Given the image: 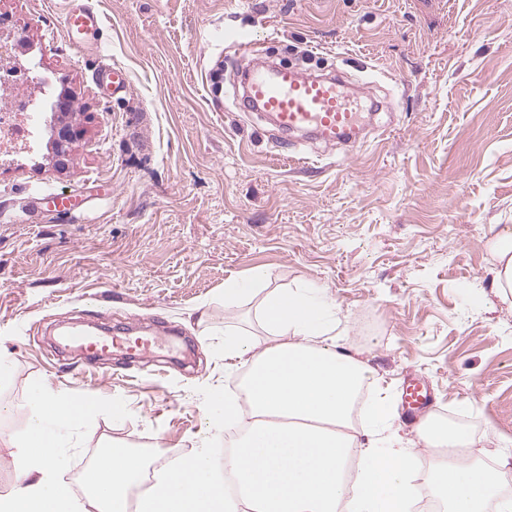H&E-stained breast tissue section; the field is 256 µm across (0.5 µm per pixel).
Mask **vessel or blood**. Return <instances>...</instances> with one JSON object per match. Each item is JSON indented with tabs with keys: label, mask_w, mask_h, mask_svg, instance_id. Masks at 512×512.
<instances>
[{
	"label": "vessel or blood",
	"mask_w": 512,
	"mask_h": 512,
	"mask_svg": "<svg viewBox=\"0 0 512 512\" xmlns=\"http://www.w3.org/2000/svg\"><path fill=\"white\" fill-rule=\"evenodd\" d=\"M62 19L70 49L85 54L89 35L103 24L93 0H69ZM234 99L267 117L281 134L302 133L327 143L358 141L359 104L349 96L343 80L322 81L282 65L258 66L249 72ZM67 340L91 359L113 351L142 357L155 345L150 336H96L80 329L71 330ZM401 400L407 419L412 420L430 404L431 393L424 382L410 379L403 385Z\"/></svg>",
	"instance_id": "obj_1"
}]
</instances>
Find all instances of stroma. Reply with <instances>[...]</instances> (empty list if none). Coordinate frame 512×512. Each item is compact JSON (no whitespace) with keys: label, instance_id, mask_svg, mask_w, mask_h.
Instances as JSON below:
<instances>
[{"label":"stroma","instance_id":"1","mask_svg":"<svg viewBox=\"0 0 512 512\" xmlns=\"http://www.w3.org/2000/svg\"><path fill=\"white\" fill-rule=\"evenodd\" d=\"M96 2L97 49L78 57L62 0H0L79 130L65 168L45 144L0 160V351L15 366L0 397L23 403L39 377L130 410L67 449L74 489L105 437L154 462L190 452L201 390L237 384L216 337L248 309H225L224 281L257 268L277 288L325 284L351 353L392 397L421 378L435 413L482 431L474 454L497 466L512 439V304L482 237L512 225V0ZM228 28L379 96L361 148L305 143L302 163L284 161L271 127L233 102L256 60L225 49ZM106 64L128 72L125 92H104ZM37 190L74 195L76 216L40 208ZM71 324L148 327L155 352L89 361L56 337Z\"/></svg>","mask_w":512,"mask_h":512}]
</instances>
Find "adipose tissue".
<instances>
[{
	"instance_id": "adipose-tissue-1",
	"label": "adipose tissue",
	"mask_w": 512,
	"mask_h": 512,
	"mask_svg": "<svg viewBox=\"0 0 512 512\" xmlns=\"http://www.w3.org/2000/svg\"><path fill=\"white\" fill-rule=\"evenodd\" d=\"M494 284L512 296V226L495 224L486 240ZM255 303L258 336L224 332V373H245L239 390L203 392L205 414L192 453L150 472L147 454L107 442L76 496L64 477V451L78 445L84 424L99 410L116 420L119 401L69 407L70 394L31 379L23 404L0 400V420L24 409L20 436H8L15 477L0 493V512H412L427 485L441 512H512L502 496L512 480V454L491 469L468 455L473 434L425 417L416 440L398 433L389 393L375 370L343 349L336 299L315 280L272 287L265 270L224 282V306ZM241 435L223 466L211 449L224 432ZM429 453L426 474L417 460Z\"/></svg>"
}]
</instances>
